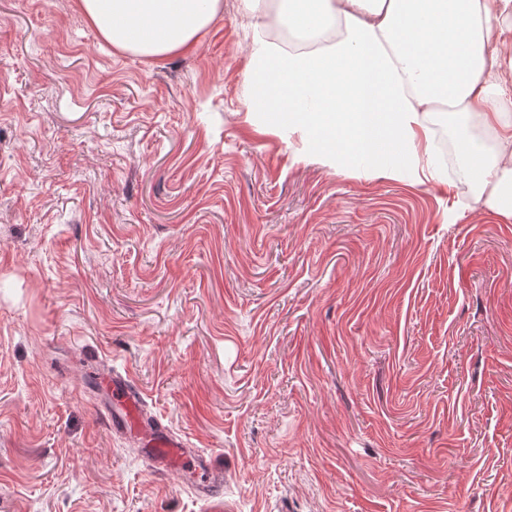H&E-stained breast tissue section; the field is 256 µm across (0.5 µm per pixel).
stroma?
I'll return each instance as SVG.
<instances>
[{"label":"stroma","mask_w":512,"mask_h":512,"mask_svg":"<svg viewBox=\"0 0 512 512\" xmlns=\"http://www.w3.org/2000/svg\"><path fill=\"white\" fill-rule=\"evenodd\" d=\"M223 2L157 61L0 0V512H512V223L296 161ZM108 369L220 499L113 435Z\"/></svg>","instance_id":"1"}]
</instances>
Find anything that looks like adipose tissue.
<instances>
[{
	"instance_id": "ef3b65f1",
	"label": "adipose tissue",
	"mask_w": 512,
	"mask_h": 512,
	"mask_svg": "<svg viewBox=\"0 0 512 512\" xmlns=\"http://www.w3.org/2000/svg\"><path fill=\"white\" fill-rule=\"evenodd\" d=\"M250 97L300 162L412 185L469 178L461 208L512 223V0H240ZM112 46L157 59L194 47L223 0H81ZM464 116L459 162L435 115ZM492 133L486 148L475 130Z\"/></svg>"
}]
</instances>
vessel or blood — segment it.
I'll return each instance as SVG.
<instances>
[{
	"label": "vessel or blood",
	"mask_w": 512,
	"mask_h": 512,
	"mask_svg": "<svg viewBox=\"0 0 512 512\" xmlns=\"http://www.w3.org/2000/svg\"><path fill=\"white\" fill-rule=\"evenodd\" d=\"M102 382L109 397L104 415L112 431L139 432L144 439L142 453L151 470L162 472L178 464H190L198 476L197 494L214 497L224 481L223 476L215 474L207 458L188 448L182 438L172 434L160 421L147 417L143 398L130 378L106 372Z\"/></svg>",
	"instance_id": "obj_1"
}]
</instances>
